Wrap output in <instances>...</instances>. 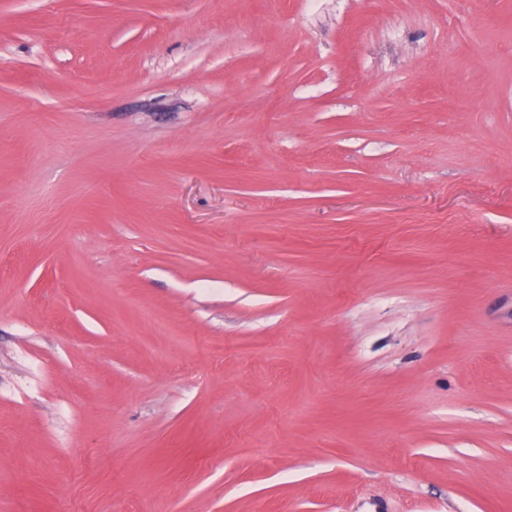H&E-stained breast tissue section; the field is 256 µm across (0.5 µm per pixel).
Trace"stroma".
Segmentation results:
<instances>
[{
	"label": "stroma",
	"instance_id": "stroma-1",
	"mask_svg": "<svg viewBox=\"0 0 512 512\" xmlns=\"http://www.w3.org/2000/svg\"><path fill=\"white\" fill-rule=\"evenodd\" d=\"M0 512H512V0H0Z\"/></svg>",
	"mask_w": 512,
	"mask_h": 512
}]
</instances>
